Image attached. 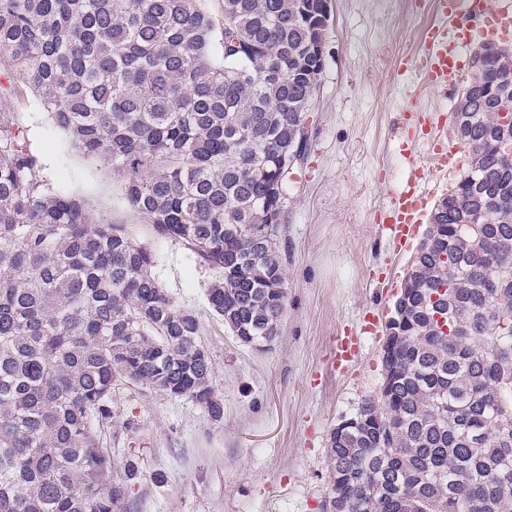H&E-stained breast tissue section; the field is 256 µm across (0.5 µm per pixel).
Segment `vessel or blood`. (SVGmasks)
Instances as JSON below:
<instances>
[{"mask_svg": "<svg viewBox=\"0 0 512 512\" xmlns=\"http://www.w3.org/2000/svg\"><path fill=\"white\" fill-rule=\"evenodd\" d=\"M433 22L422 27L421 45L403 57L400 71L411 73L426 89L446 86L463 74V49L474 35H512V0H431ZM440 173L457 164V152L443 144L435 145L426 158ZM417 180L395 195L379 217L385 230L398 245L409 247L416 237L423 216L424 198L417 191ZM360 352L357 337L337 338L328 358L331 370L342 369Z\"/></svg>", "mask_w": 512, "mask_h": 512, "instance_id": "1", "label": "vessel or blood"}]
</instances>
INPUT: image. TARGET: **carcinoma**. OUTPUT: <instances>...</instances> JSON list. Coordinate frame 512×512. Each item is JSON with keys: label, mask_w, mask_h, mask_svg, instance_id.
I'll use <instances>...</instances> for the list:
<instances>
[{"label": "carcinoma", "mask_w": 512, "mask_h": 512, "mask_svg": "<svg viewBox=\"0 0 512 512\" xmlns=\"http://www.w3.org/2000/svg\"><path fill=\"white\" fill-rule=\"evenodd\" d=\"M324 0H0L8 85L112 169L153 232L219 271L208 302L245 344L285 307L275 242L324 64ZM467 162L405 276L380 396L329 439L325 512H512V53L472 61ZM126 225L61 195L0 110V512H127L112 391L187 396L215 419L199 323Z\"/></svg>", "instance_id": "obj_1"}]
</instances>
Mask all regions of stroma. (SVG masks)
<instances>
[{"instance_id":"35a3bbf8","label":"stroma","mask_w":512,"mask_h":512,"mask_svg":"<svg viewBox=\"0 0 512 512\" xmlns=\"http://www.w3.org/2000/svg\"><path fill=\"white\" fill-rule=\"evenodd\" d=\"M329 10L326 67L278 231L287 297L268 347L243 344L225 327L207 299L216 270L156 236L111 170L75 149L31 91L17 87L7 103L53 188L82 198L93 218L126 224L151 251L162 288L200 323L223 418L190 398L135 384L112 393L116 459L139 466L128 512H321L330 433L380 394L384 323L414 256L374 222L412 175L401 149L408 134L402 108L414 98L453 110L461 87L428 90L396 72L431 21L428 8L414 0H329ZM380 267L390 270V283L373 280ZM368 313L378 324L364 335ZM344 330L361 334L362 344L339 374L327 351Z\"/></svg>"}]
</instances>
